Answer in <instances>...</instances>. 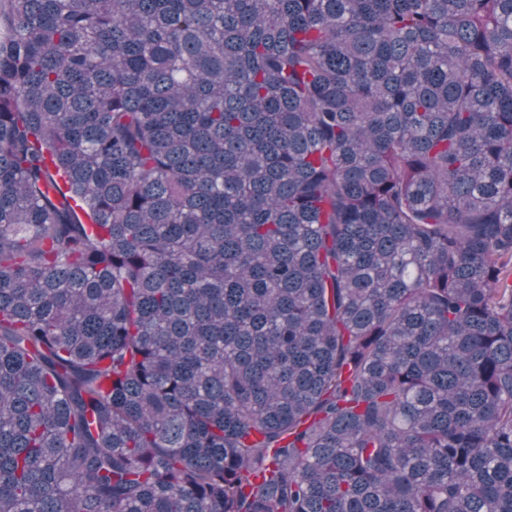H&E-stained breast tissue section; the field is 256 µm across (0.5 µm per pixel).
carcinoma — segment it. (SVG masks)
I'll list each match as a JSON object with an SVG mask.
<instances>
[{
	"label": "carcinoma",
	"mask_w": 512,
	"mask_h": 512,
	"mask_svg": "<svg viewBox=\"0 0 512 512\" xmlns=\"http://www.w3.org/2000/svg\"><path fill=\"white\" fill-rule=\"evenodd\" d=\"M0 512H512V0H0Z\"/></svg>",
	"instance_id": "cac0c4a2"
}]
</instances>
